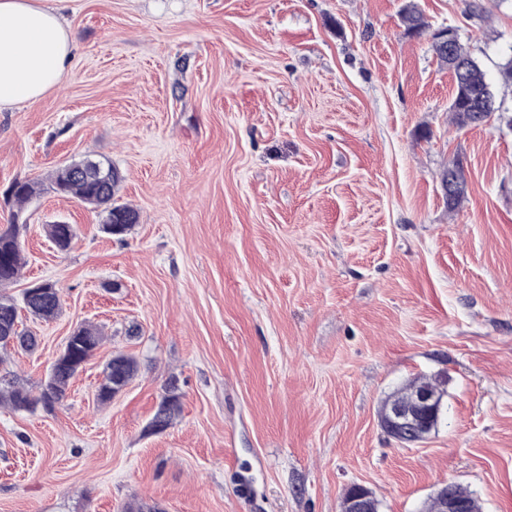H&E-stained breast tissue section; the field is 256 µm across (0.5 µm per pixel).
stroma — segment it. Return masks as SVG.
<instances>
[{"label": "stroma", "mask_w": 512, "mask_h": 512, "mask_svg": "<svg viewBox=\"0 0 512 512\" xmlns=\"http://www.w3.org/2000/svg\"><path fill=\"white\" fill-rule=\"evenodd\" d=\"M42 2L74 59L0 112V230L20 220L26 261L6 295L46 280L62 306L22 313L39 346L0 360L35 395L75 329L103 341L53 411L0 405V512H341L356 483L427 512L450 482L512 512V0ZM448 25L501 105L478 126L448 110ZM86 158L122 175L123 237L51 187ZM118 352L139 372L104 403ZM420 377L443 414L403 447L382 412ZM172 386L182 412L151 431Z\"/></svg>", "instance_id": "35a3bbf8"}]
</instances>
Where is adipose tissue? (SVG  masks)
<instances>
[{
  "instance_id": "1",
  "label": "adipose tissue",
  "mask_w": 512,
  "mask_h": 512,
  "mask_svg": "<svg viewBox=\"0 0 512 512\" xmlns=\"http://www.w3.org/2000/svg\"><path fill=\"white\" fill-rule=\"evenodd\" d=\"M73 37L39 0H0V110L35 104L59 86L72 60Z\"/></svg>"
}]
</instances>
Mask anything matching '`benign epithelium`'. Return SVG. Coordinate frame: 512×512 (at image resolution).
I'll list each match as a JSON object with an SVG mask.
<instances>
[{"mask_svg":"<svg viewBox=\"0 0 512 512\" xmlns=\"http://www.w3.org/2000/svg\"><path fill=\"white\" fill-rule=\"evenodd\" d=\"M442 399L438 389L427 382L412 385L386 406L382 423L386 432L400 444L418 443L439 421ZM471 499L457 483L443 486L433 499V512H470ZM342 512H377L372 492L361 484L351 486Z\"/></svg>","mask_w":512,"mask_h":512,"instance_id":"7a95c632","label":"benign epithelium"}]
</instances>
